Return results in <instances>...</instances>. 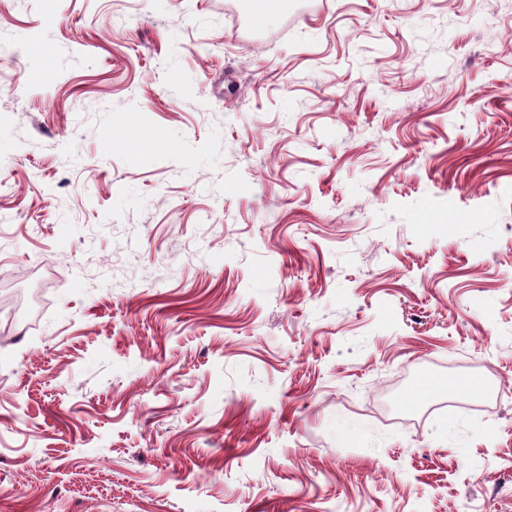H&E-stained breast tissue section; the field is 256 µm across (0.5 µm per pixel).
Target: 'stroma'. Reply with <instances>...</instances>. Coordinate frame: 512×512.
<instances>
[{
	"mask_svg": "<svg viewBox=\"0 0 512 512\" xmlns=\"http://www.w3.org/2000/svg\"><path fill=\"white\" fill-rule=\"evenodd\" d=\"M254 16L0 0V512H512V0Z\"/></svg>",
	"mask_w": 512,
	"mask_h": 512,
	"instance_id": "1",
	"label": "stroma"
}]
</instances>
